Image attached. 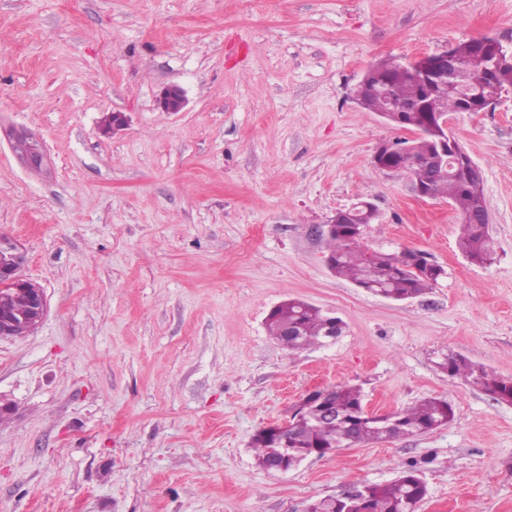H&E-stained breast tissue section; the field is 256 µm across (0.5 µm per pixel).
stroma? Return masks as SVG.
<instances>
[{"mask_svg": "<svg viewBox=\"0 0 512 512\" xmlns=\"http://www.w3.org/2000/svg\"><path fill=\"white\" fill-rule=\"evenodd\" d=\"M492 36L512 0H0V234L49 310L0 339V512H305L415 466L418 512H512V405L440 368L512 378V95L450 130L477 165L491 265L458 247L447 198L372 165L404 130L361 111L367 67ZM171 85L187 104L168 112ZM126 126L101 131L107 114ZM43 142L28 170L5 132ZM365 200L372 250H418L434 288L393 301L333 274L314 232ZM341 319L291 351L281 301ZM361 386L393 413L428 397L454 419L296 469L251 447L313 389Z\"/></svg>", "mask_w": 512, "mask_h": 512, "instance_id": "1", "label": "stroma"}]
</instances>
